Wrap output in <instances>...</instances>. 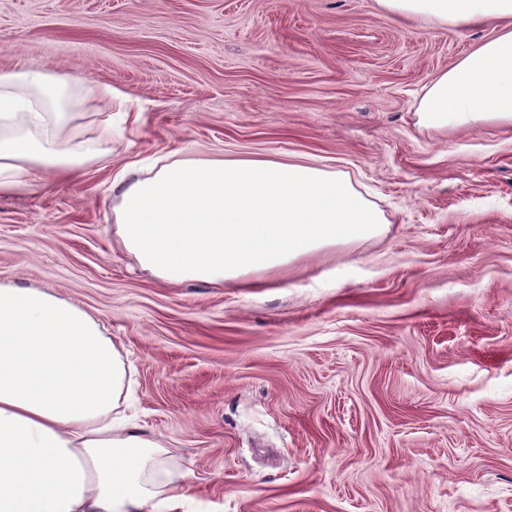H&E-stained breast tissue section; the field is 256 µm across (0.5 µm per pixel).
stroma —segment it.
Instances as JSON below:
<instances>
[{"label": "stroma", "mask_w": 512, "mask_h": 512, "mask_svg": "<svg viewBox=\"0 0 512 512\" xmlns=\"http://www.w3.org/2000/svg\"><path fill=\"white\" fill-rule=\"evenodd\" d=\"M497 32L375 0H0V69L124 100L74 112L76 181L0 195V285L112 340L179 512H512V127L417 123ZM304 154L378 235L171 284L115 234L119 172Z\"/></svg>", "instance_id": "obj_1"}]
</instances>
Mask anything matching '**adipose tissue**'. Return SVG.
Instances as JSON below:
<instances>
[{"label":"adipose tissue","instance_id":"1","mask_svg":"<svg viewBox=\"0 0 512 512\" xmlns=\"http://www.w3.org/2000/svg\"><path fill=\"white\" fill-rule=\"evenodd\" d=\"M440 27L501 21L497 35L436 75L419 108L433 129L512 125V0H376ZM77 81L0 70V194L74 175L67 139ZM115 234L169 283L221 282L378 233L380 213L345 177L302 161L188 160L114 182ZM125 369L99 324L37 288L0 286V512H174L167 450L116 416Z\"/></svg>","mask_w":512,"mask_h":512}]
</instances>
